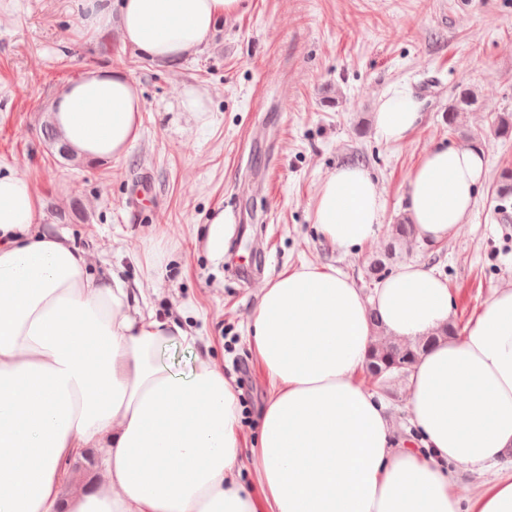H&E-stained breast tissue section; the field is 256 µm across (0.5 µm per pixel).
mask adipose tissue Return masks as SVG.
Listing matches in <instances>:
<instances>
[{"instance_id": "ef3b65f1", "label": "adipose tissue", "mask_w": 512, "mask_h": 512, "mask_svg": "<svg viewBox=\"0 0 512 512\" xmlns=\"http://www.w3.org/2000/svg\"><path fill=\"white\" fill-rule=\"evenodd\" d=\"M85 28L117 26L124 46L155 61L200 52L243 0H75ZM135 80L89 70L56 99L61 140L87 160L120 159L137 139ZM420 119L412 90L393 85L374 115L379 136L404 140ZM480 151L439 144L406 188L419 240L437 245L467 222L484 173ZM42 198L0 172V512H512V286L495 289L465 328L411 370L416 446L398 439L387 407L363 387L378 312L389 339L413 342L449 320L448 285L406 264L374 295L332 267L304 264L269 278L247 341L275 391L253 455L259 493L237 479L238 398L199 359L188 376L158 354L197 338L173 320L129 308L119 277L88 272L66 235L38 231ZM385 211L372 174L336 167L314 209L321 235L351 249ZM103 451V479L62 502L66 460ZM481 474L467 494L454 475Z\"/></svg>"}]
</instances>
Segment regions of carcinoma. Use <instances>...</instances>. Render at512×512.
I'll return each mask as SVG.
<instances>
[{
	"instance_id": "cac0c4a2",
	"label": "carcinoma",
	"mask_w": 512,
	"mask_h": 512,
	"mask_svg": "<svg viewBox=\"0 0 512 512\" xmlns=\"http://www.w3.org/2000/svg\"><path fill=\"white\" fill-rule=\"evenodd\" d=\"M474 93L465 89L461 91L454 104L448 108V128H453L456 123V116L459 112H469L475 104ZM43 135L48 147L62 155L67 162L78 163L81 161L74 151L64 145L51 120L46 118L43 124ZM498 194L500 199L505 200L512 196V168H504L500 171L497 179ZM415 238L414 224L408 218L400 219L391 226L390 242L383 254L373 257L370 261L368 272L371 279H381V272L384 270L386 260L390 259L396 252V248L406 244ZM459 329L452 323L445 324L434 335L426 339H420L414 343H402L388 341L381 335L374 336L370 345L365 372L367 377L383 387L393 378H401L409 375V372L419 356L439 338H446L458 335Z\"/></svg>"
}]
</instances>
